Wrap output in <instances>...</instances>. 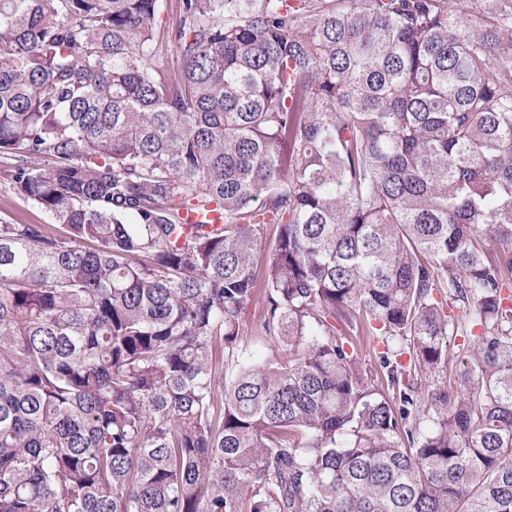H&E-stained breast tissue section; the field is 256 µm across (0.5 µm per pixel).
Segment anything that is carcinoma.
<instances>
[{"label": "carcinoma", "mask_w": 512, "mask_h": 512, "mask_svg": "<svg viewBox=\"0 0 512 512\" xmlns=\"http://www.w3.org/2000/svg\"><path fill=\"white\" fill-rule=\"evenodd\" d=\"M161 3L0 0V512H512V0ZM177 1L176 0H163L162 10L159 16L158 25H161V30H157L160 34L159 44L163 45V51L160 53L159 58L156 61V68L164 72H172L177 70L179 67V60L173 50L167 44H165L163 36V30L165 31L168 24L176 18ZM22 222L27 224H50L48 216L32 203L15 196L0 177V222ZM245 358L248 360H268L278 355L277 349L266 340L257 336H250L244 344ZM463 337L450 336L448 337V358L445 363H442L433 370L427 368H418L416 375L418 382L422 383V390L425 401L428 407L431 403L432 393L438 392L443 389H448V380L454 376L459 368H462V353L459 352L462 344ZM429 398V400H428Z\"/></svg>", "instance_id": "cac0c4a2"}]
</instances>
